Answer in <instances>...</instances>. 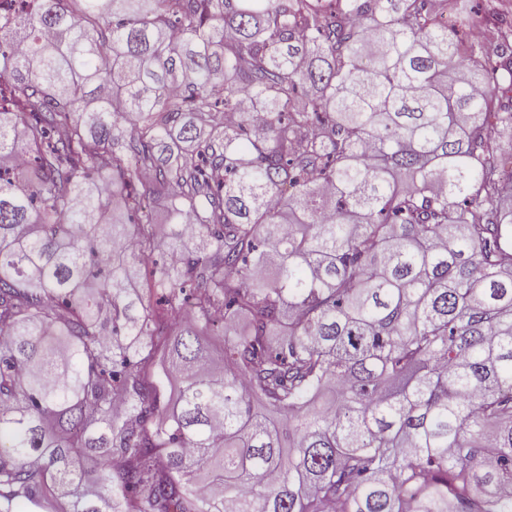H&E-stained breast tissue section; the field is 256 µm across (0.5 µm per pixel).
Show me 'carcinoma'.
Here are the masks:
<instances>
[{
  "label": "carcinoma",
  "instance_id": "carcinoma-1",
  "mask_svg": "<svg viewBox=\"0 0 512 512\" xmlns=\"http://www.w3.org/2000/svg\"><path fill=\"white\" fill-rule=\"evenodd\" d=\"M30 2L0 512H512V23L491 55L425 0Z\"/></svg>",
  "mask_w": 512,
  "mask_h": 512
}]
</instances>
